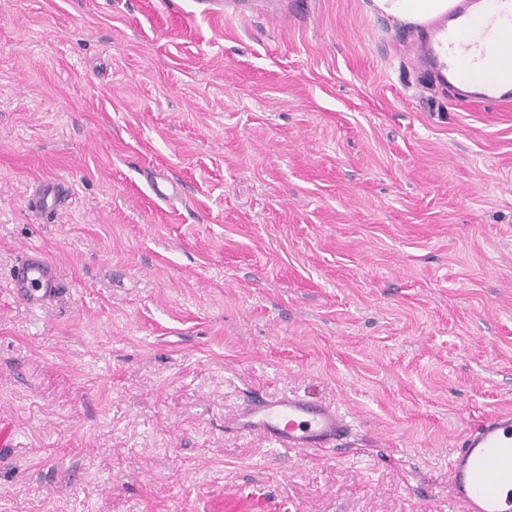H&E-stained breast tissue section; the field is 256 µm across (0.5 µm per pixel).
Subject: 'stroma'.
<instances>
[{
    "label": "stroma",
    "mask_w": 512,
    "mask_h": 512,
    "mask_svg": "<svg viewBox=\"0 0 512 512\" xmlns=\"http://www.w3.org/2000/svg\"><path fill=\"white\" fill-rule=\"evenodd\" d=\"M300 10L0 0V512H462L459 438L512 414V105L369 0ZM258 394L350 433L225 432ZM462 81L457 83L467 87L477 88L472 92H465L466 96L472 102L499 105L512 103V90L505 89L495 83H488L481 87L480 85L498 79L500 74L497 66L489 64L485 68L471 69L468 65L464 64L461 68ZM68 189L64 181L47 182L40 187L38 194L34 197L33 204L47 217L52 216L62 207ZM16 296L32 309H41L60 292L61 278L57 266L38 249L22 252L13 271Z\"/></svg>",
    "instance_id": "stroma-1"
}]
</instances>
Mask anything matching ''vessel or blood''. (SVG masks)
Segmentation results:
<instances>
[{
    "label": "vessel or blood",
    "mask_w": 512,
    "mask_h": 512,
    "mask_svg": "<svg viewBox=\"0 0 512 512\" xmlns=\"http://www.w3.org/2000/svg\"><path fill=\"white\" fill-rule=\"evenodd\" d=\"M419 62L439 76L455 77L461 60L479 65L487 61L512 63V0H459L445 16L429 23L428 33L410 41ZM470 100L511 104L512 90L488 83L469 92ZM68 191L64 181L43 184L34 198L36 209L56 214ZM16 296L28 307L40 309L60 292L57 266L38 249L23 251L13 271ZM227 431L254 432L284 448H332L350 431L335 407L304 396H258L246 402L224 422ZM451 488L463 512H512V498L499 494L512 484V414L483 418L461 440L450 468Z\"/></svg>",
    "instance_id": "1"
}]
</instances>
